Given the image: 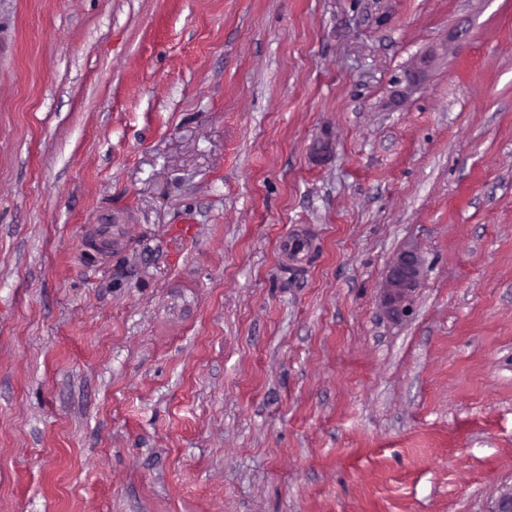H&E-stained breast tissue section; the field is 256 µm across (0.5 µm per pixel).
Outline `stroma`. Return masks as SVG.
I'll return each mask as SVG.
<instances>
[{
	"label": "stroma",
	"instance_id": "stroma-1",
	"mask_svg": "<svg viewBox=\"0 0 512 512\" xmlns=\"http://www.w3.org/2000/svg\"><path fill=\"white\" fill-rule=\"evenodd\" d=\"M509 488L512 0H0V512ZM314 248V239L306 227L295 228L281 239L280 252L289 260L293 271L301 270ZM423 261L414 251L401 252L389 265L382 283L383 303L388 314L402 319L409 313V300L422 282Z\"/></svg>",
	"mask_w": 512,
	"mask_h": 512
}]
</instances>
